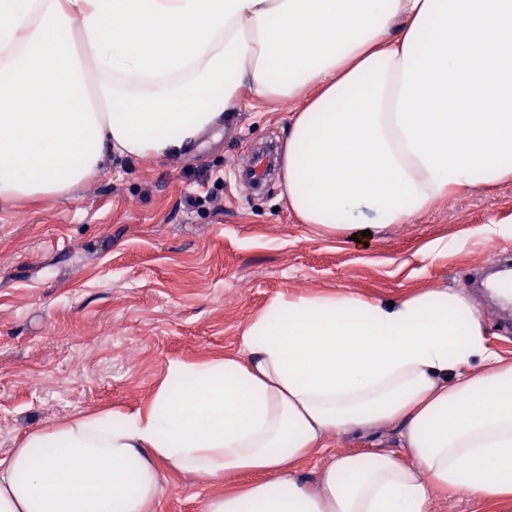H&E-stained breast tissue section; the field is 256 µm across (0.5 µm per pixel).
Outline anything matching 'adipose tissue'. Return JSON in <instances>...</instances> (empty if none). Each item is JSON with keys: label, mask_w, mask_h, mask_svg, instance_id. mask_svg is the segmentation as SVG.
I'll return each instance as SVG.
<instances>
[{"label": "adipose tissue", "mask_w": 512, "mask_h": 512, "mask_svg": "<svg viewBox=\"0 0 512 512\" xmlns=\"http://www.w3.org/2000/svg\"><path fill=\"white\" fill-rule=\"evenodd\" d=\"M247 94L295 104L282 198L301 223H407L512 180V0H0V211L69 198L115 156L186 157ZM382 423L406 455L330 453L300 478ZM166 468L260 474L203 512L512 502V360L456 290L283 292L237 353L170 365L136 410L29 432L0 459V512H155ZM475 507L461 497L438 490L431 492V512H475Z\"/></svg>", "instance_id": "obj_1"}]
</instances>
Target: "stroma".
<instances>
[{"instance_id":"obj_1","label":"stroma","mask_w":512,"mask_h":512,"mask_svg":"<svg viewBox=\"0 0 512 512\" xmlns=\"http://www.w3.org/2000/svg\"><path fill=\"white\" fill-rule=\"evenodd\" d=\"M293 108L243 106L188 157H116L70 199L0 217V457L67 417L134 409L171 363L238 348L247 318L285 291L397 299L453 288L489 349L512 357V314L482 286L490 254L512 261V182L464 190L356 242L317 234L286 208L280 170L257 190L239 175L254 153L281 149ZM206 192L210 204L187 208L186 195ZM486 224L500 232L484 242ZM400 445L396 425L333 442ZM223 489L168 476L158 512H202Z\"/></svg>"}]
</instances>
